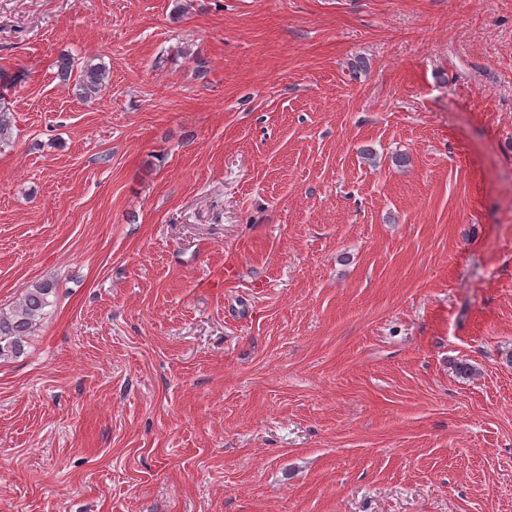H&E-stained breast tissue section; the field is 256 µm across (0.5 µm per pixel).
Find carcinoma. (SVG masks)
Here are the masks:
<instances>
[{
    "label": "carcinoma",
    "instance_id": "cac0c4a2",
    "mask_svg": "<svg viewBox=\"0 0 512 512\" xmlns=\"http://www.w3.org/2000/svg\"><path fill=\"white\" fill-rule=\"evenodd\" d=\"M108 77L109 72L104 65L85 62L78 76L79 97L83 100L96 98L105 88ZM13 127L9 104L0 97V145L11 141ZM54 294V283L38 282L26 289L11 310H0V360L17 358L24 353L32 330L47 314V308L52 305L50 297Z\"/></svg>",
    "mask_w": 512,
    "mask_h": 512
}]
</instances>
